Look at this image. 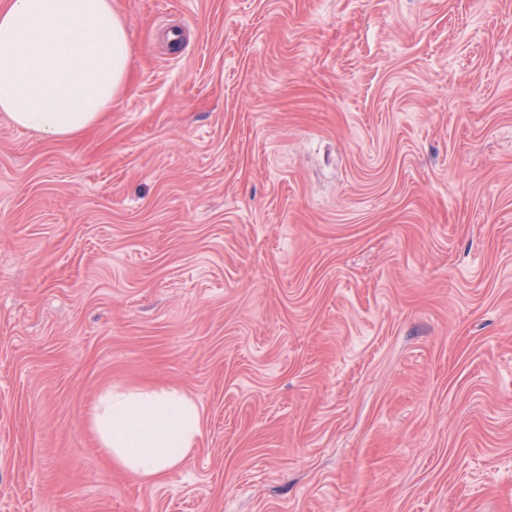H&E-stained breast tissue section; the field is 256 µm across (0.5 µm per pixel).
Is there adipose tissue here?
<instances>
[{"label":"adipose tissue","instance_id":"ef3b65f1","mask_svg":"<svg viewBox=\"0 0 512 512\" xmlns=\"http://www.w3.org/2000/svg\"><path fill=\"white\" fill-rule=\"evenodd\" d=\"M127 22L112 0H7L0 7V114L33 142L98 124L126 89ZM91 428L113 464L142 481L177 468L202 434L198 406L175 389L100 396Z\"/></svg>","mask_w":512,"mask_h":512}]
</instances>
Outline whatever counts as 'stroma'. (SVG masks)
Segmentation results:
<instances>
[{
    "instance_id": "1",
    "label": "stroma",
    "mask_w": 512,
    "mask_h": 512,
    "mask_svg": "<svg viewBox=\"0 0 512 512\" xmlns=\"http://www.w3.org/2000/svg\"><path fill=\"white\" fill-rule=\"evenodd\" d=\"M126 91L0 115V512H512V0H112ZM202 435L142 482L98 395ZM91 428L113 464L145 482L181 465L202 434L198 406L176 389L108 391Z\"/></svg>"
}]
</instances>
